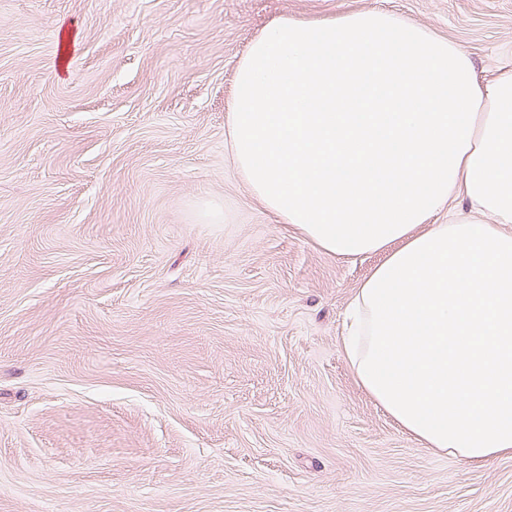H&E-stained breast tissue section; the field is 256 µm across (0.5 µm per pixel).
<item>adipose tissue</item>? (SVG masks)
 <instances>
[{"label": "adipose tissue", "mask_w": 512, "mask_h": 512, "mask_svg": "<svg viewBox=\"0 0 512 512\" xmlns=\"http://www.w3.org/2000/svg\"><path fill=\"white\" fill-rule=\"evenodd\" d=\"M228 135L278 222L339 258L383 254L343 340L361 387L425 447L512 456V67L477 74L376 9L280 15L237 66Z\"/></svg>", "instance_id": "1"}]
</instances>
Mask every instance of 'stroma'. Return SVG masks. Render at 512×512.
<instances>
[{"label":"stroma","instance_id":"stroma-1","mask_svg":"<svg viewBox=\"0 0 512 512\" xmlns=\"http://www.w3.org/2000/svg\"><path fill=\"white\" fill-rule=\"evenodd\" d=\"M364 9L512 63V0H0V512H512V457L437 454L358 383L381 255L232 162L261 28Z\"/></svg>","mask_w":512,"mask_h":512}]
</instances>
